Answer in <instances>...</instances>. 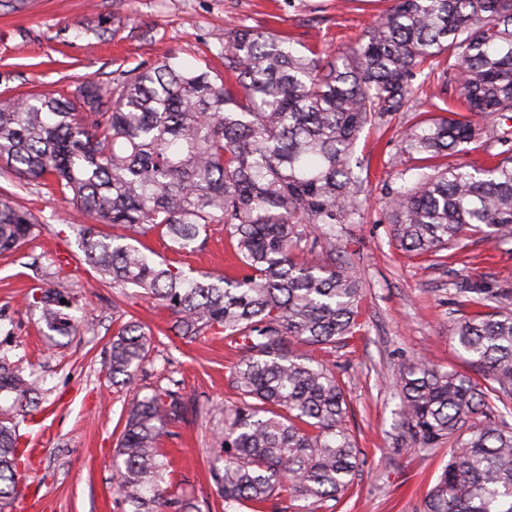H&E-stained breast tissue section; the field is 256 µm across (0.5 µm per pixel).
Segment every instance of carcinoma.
I'll return each instance as SVG.
<instances>
[{"mask_svg":"<svg viewBox=\"0 0 512 512\" xmlns=\"http://www.w3.org/2000/svg\"><path fill=\"white\" fill-rule=\"evenodd\" d=\"M224 73L162 62L83 81L66 96L18 94L0 100V165L52 186L86 218L77 234L85 260L114 288L129 285L167 308L171 331L191 339L224 334L238 360L230 381L238 401L224 408L211 479L224 512L287 494L295 512L336 503L353 485L361 449L349 432L344 368L299 353H329L361 330L354 267L304 255L338 224L363 219V167L355 157L367 126L406 112L426 62L439 69L435 102L418 111L401 152L424 163L410 185L388 189V223L416 256L461 250L472 235L512 241V0H395L365 27L341 62L299 51L272 28L224 32ZM454 87L462 111L448 109ZM501 150L493 151L494 146ZM481 150L480 164L438 160ZM224 225L239 263L234 277L189 278L134 242L153 232L177 252L204 245ZM36 218L0 193V254L24 245ZM476 308L452 341L472 373L422 360L400 372L397 441L425 452L448 445L423 512H512V288L467 275L453 283ZM67 289H41L33 306L47 331H76ZM150 342L129 321L113 334L106 370L131 384ZM43 379L0 356V397L38 406ZM184 410L180 381L131 403L113 465L128 512H192L169 492L170 464L159 448ZM18 423L0 415V500L13 498L25 468Z\"/></svg>","mask_w":512,"mask_h":512,"instance_id":"carcinoma-1","label":"carcinoma"}]
</instances>
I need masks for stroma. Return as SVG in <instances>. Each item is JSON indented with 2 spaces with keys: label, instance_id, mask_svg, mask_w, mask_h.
Segmentation results:
<instances>
[{
  "label": "stroma",
  "instance_id": "stroma-1",
  "mask_svg": "<svg viewBox=\"0 0 512 512\" xmlns=\"http://www.w3.org/2000/svg\"><path fill=\"white\" fill-rule=\"evenodd\" d=\"M392 0H0V98L60 91L83 81H104L115 70L177 55L197 66L215 59L225 29L274 23L302 42H318L327 59L342 58L362 29ZM414 115L401 112L362 132L357 154L369 159L363 222L341 224L329 247L314 256L355 268L363 288V327L330 355L349 365L346 424L362 451L351 493L335 510L318 512H422L423 496L448 459L447 448L430 453L396 447L399 401L394 385L413 359L448 369L467 366L451 340L464 312L454 295V273L465 270L492 287L512 286V242L474 236L447 264L413 256L395 241L382 210L386 187L414 179L415 162L400 151ZM0 190L39 222L34 235L10 257H0V354L21 361L45 380L46 400L19 427L23 441L41 446L30 457L15 512H125L112 481V463L134 394H148L164 377L183 383L186 412L162 440L173 491L200 512H222L210 478L219 410L236 399L229 381L236 359L223 335L181 338L168 330L170 313L139 288L102 282L82 252L74 206L39 184H24L0 170ZM157 259L183 274L221 275L234 270L224 227L212 224L201 251L176 254L168 238L143 237ZM70 290V312L81 327L72 336L40 329L34 296L53 281ZM136 320L154 336L146 372L129 386L106 378L112 335Z\"/></svg>",
  "mask_w": 512,
  "mask_h": 512
}]
</instances>
